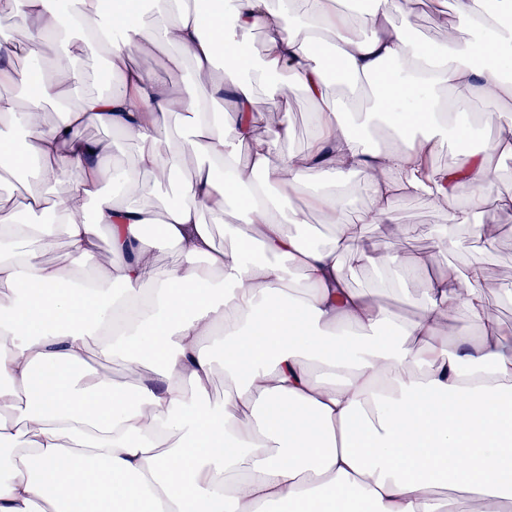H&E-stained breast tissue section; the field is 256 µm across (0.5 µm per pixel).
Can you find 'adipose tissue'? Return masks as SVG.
Instances as JSON below:
<instances>
[{
    "mask_svg": "<svg viewBox=\"0 0 512 512\" xmlns=\"http://www.w3.org/2000/svg\"><path fill=\"white\" fill-rule=\"evenodd\" d=\"M118 13L101 0H9L25 40L0 45V112L27 139L0 131V179L28 168L39 184L22 207H0V512H512V331L490 329L486 270L442 272L423 288V312L402 322L384 304L350 288L346 258L409 275L438 255L387 256L365 238L368 224L390 222L397 193L448 209L449 225L492 240L456 204L460 186L492 199L512 219V193L478 151L447 167L431 159L444 145L476 134L468 113H446L436 91L512 99V24L484 34L481 0H453L465 43L447 35L427 48L395 26L420 0H373L368 17L340 0H312L307 16L273 22V0H140ZM266 32L262 52L249 39ZM54 40L60 61L42 77L40 48ZM179 49L193 62L209 102L231 103L232 123L208 112L191 91L174 93L154 76L157 50ZM105 50L111 88L85 97L65 124L41 125L43 100L68 102L80 73L77 53ZM24 66H16L18 55ZM378 82L381 101L326 97L329 68ZM273 80L259 99L255 80ZM31 88L26 111L12 88ZM303 92L317 105L316 133L298 156L278 146L292 135L289 104ZM276 113L259 130L260 113ZM186 120L168 151V118ZM120 131L140 145L134 170L110 161L82 127ZM79 170L60 199L59 221L37 222L45 193ZM331 174V190L308 194L306 177ZM174 183L177 202L156 210L115 200L113 183L137 174ZM372 200L340 223L351 177ZM307 195L336 233L324 245L295 232ZM220 218L234 243L213 246L202 212ZM108 230L118 266L96 263ZM64 240L93 267L69 274L45 252ZM176 264L159 270V252ZM300 278V297L286 287ZM465 311L485 328L479 341L456 324ZM152 371L133 396L90 371L91 351ZM228 386L212 400L215 361ZM56 377L47 398L31 376Z\"/></svg>",
    "mask_w": 512,
    "mask_h": 512,
    "instance_id": "ef3b65f1",
    "label": "adipose tissue"
}]
</instances>
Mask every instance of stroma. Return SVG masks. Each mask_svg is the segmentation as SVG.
<instances>
[{
	"label": "stroma",
	"instance_id": "1",
	"mask_svg": "<svg viewBox=\"0 0 512 512\" xmlns=\"http://www.w3.org/2000/svg\"><path fill=\"white\" fill-rule=\"evenodd\" d=\"M452 16V0H426L412 18L394 15L398 26H408L415 42L433 45L445 37L443 22ZM316 107L303 94H296L290 103L291 138L284 142V153L301 154L315 133L312 114ZM393 223L411 226L408 237L413 252L437 251L442 255L440 270H466L478 264L489 273L485 288L487 307L494 325L512 329V219H501L491 201H483L476 209L479 221L499 224L500 233L491 243L473 240L468 227L455 229L462 247L449 250L442 241V231L448 224V211L430 204L423 196L398 195L389 203ZM390 271L374 269L357 263L349 265V281L352 288L376 292L377 297L401 320L411 321L421 312L422 278H415L395 287H386Z\"/></svg>",
	"mask_w": 512,
	"mask_h": 512
}]
</instances>
